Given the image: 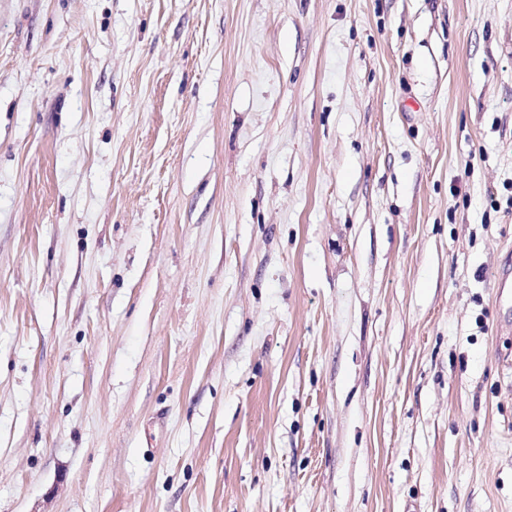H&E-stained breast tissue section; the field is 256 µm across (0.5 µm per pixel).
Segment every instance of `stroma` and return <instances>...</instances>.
<instances>
[{"label": "stroma", "instance_id": "stroma-1", "mask_svg": "<svg viewBox=\"0 0 512 512\" xmlns=\"http://www.w3.org/2000/svg\"><path fill=\"white\" fill-rule=\"evenodd\" d=\"M512 0H0V512H512Z\"/></svg>", "mask_w": 512, "mask_h": 512}]
</instances>
